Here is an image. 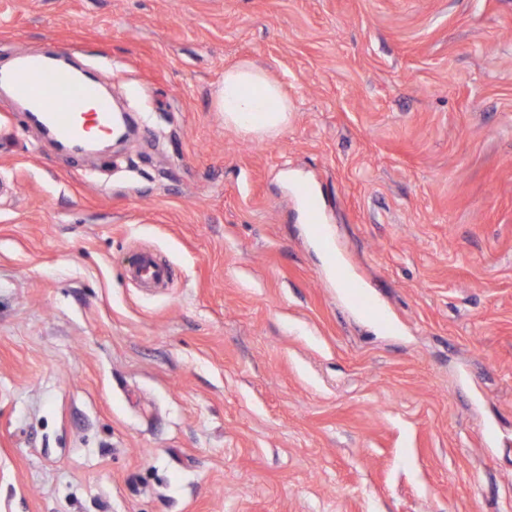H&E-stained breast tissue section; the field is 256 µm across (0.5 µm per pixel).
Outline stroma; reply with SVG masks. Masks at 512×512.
<instances>
[{
    "instance_id": "35a3bbf8",
    "label": "stroma",
    "mask_w": 512,
    "mask_h": 512,
    "mask_svg": "<svg viewBox=\"0 0 512 512\" xmlns=\"http://www.w3.org/2000/svg\"><path fill=\"white\" fill-rule=\"evenodd\" d=\"M52 47L137 128L0 97V512H512V0H0V67ZM215 104L224 112L225 124L259 136L280 132L291 112L279 84L248 62L225 70ZM135 276L141 281L161 282L168 278V269L156 263L152 257L145 255L140 258Z\"/></svg>"
}]
</instances>
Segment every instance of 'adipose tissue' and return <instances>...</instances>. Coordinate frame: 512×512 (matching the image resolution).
I'll list each match as a JSON object with an SVG mask.
<instances>
[{
	"label": "adipose tissue",
	"mask_w": 512,
	"mask_h": 512,
	"mask_svg": "<svg viewBox=\"0 0 512 512\" xmlns=\"http://www.w3.org/2000/svg\"><path fill=\"white\" fill-rule=\"evenodd\" d=\"M216 107L223 112L225 124L259 136L274 135L286 127L290 110L279 84L248 62L225 70Z\"/></svg>",
	"instance_id": "obj_1"
}]
</instances>
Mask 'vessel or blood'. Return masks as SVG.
Returning <instances> with one entry per match:
<instances>
[{
  "instance_id": "obj_1",
  "label": "vessel or blood",
  "mask_w": 512,
  "mask_h": 512,
  "mask_svg": "<svg viewBox=\"0 0 512 512\" xmlns=\"http://www.w3.org/2000/svg\"><path fill=\"white\" fill-rule=\"evenodd\" d=\"M1 84L11 87L32 124L47 129L60 142L94 140L112 128V106L100 97L96 85L56 67L49 57L29 56L13 69L0 70ZM135 276L161 282L167 279L168 270L145 255Z\"/></svg>"
}]
</instances>
